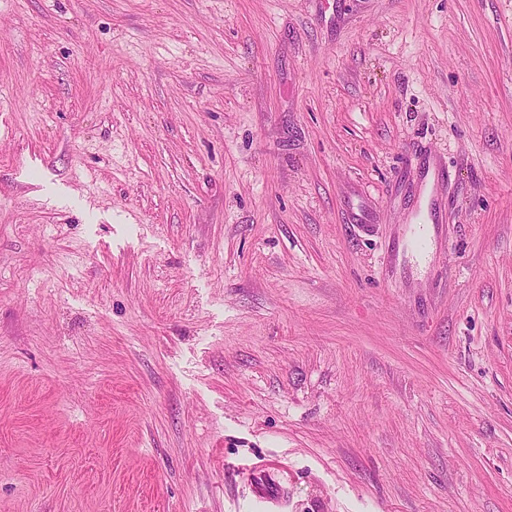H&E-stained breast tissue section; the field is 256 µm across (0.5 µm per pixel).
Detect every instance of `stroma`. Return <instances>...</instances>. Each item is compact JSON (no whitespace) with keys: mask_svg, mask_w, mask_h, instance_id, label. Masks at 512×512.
Instances as JSON below:
<instances>
[{"mask_svg":"<svg viewBox=\"0 0 512 512\" xmlns=\"http://www.w3.org/2000/svg\"><path fill=\"white\" fill-rule=\"evenodd\" d=\"M262 462L512 512V0H0V512H252ZM417 184L413 194L414 206L407 215L406 224H416L410 230L409 246L425 251L431 243L429 225L436 233L440 224L448 222L447 187L450 174L446 163L435 152L414 153ZM350 220L353 223L361 224L366 228L372 227L377 219L376 208L368 199L362 197L355 201L349 202Z\"/></svg>","mask_w":512,"mask_h":512,"instance_id":"1","label":"stroma"}]
</instances>
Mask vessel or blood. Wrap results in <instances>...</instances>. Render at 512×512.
Here are the masks:
<instances>
[{
  "label": "vessel or blood",
  "mask_w": 512,
  "mask_h": 512,
  "mask_svg": "<svg viewBox=\"0 0 512 512\" xmlns=\"http://www.w3.org/2000/svg\"><path fill=\"white\" fill-rule=\"evenodd\" d=\"M417 184L413 194L414 205L407 215L411 223V248L424 249L431 242L430 231L448 221L447 187L449 170L435 152L415 153ZM353 223L372 227L377 219L374 205L362 198L349 204ZM249 491L258 512H280L286 498L282 468L277 464H263L249 470Z\"/></svg>",
  "instance_id": "vessel-or-blood-1"
}]
</instances>
